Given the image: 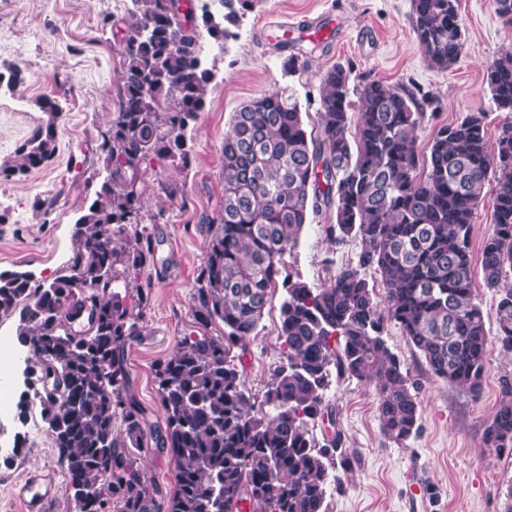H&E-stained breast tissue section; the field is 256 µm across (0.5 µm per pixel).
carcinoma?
I'll return each instance as SVG.
<instances>
[{
  "instance_id": "obj_1",
  "label": "carcinoma",
  "mask_w": 512,
  "mask_h": 512,
  "mask_svg": "<svg viewBox=\"0 0 512 512\" xmlns=\"http://www.w3.org/2000/svg\"><path fill=\"white\" fill-rule=\"evenodd\" d=\"M131 0L110 17L124 62L117 111L96 148L105 176L73 230L68 273L31 287L23 271L0 272V314L19 316L17 338L36 358L39 381L63 392L38 397L41 416L68 477L74 512H156L158 489L133 458L151 440L175 461L167 512H326L329 466L341 434L323 391L331 370L375 385L382 431L402 443L419 431L417 383L387 344L392 322L436 377L472 393L480 387L490 339L475 302L472 218L489 174L496 181L493 229L480 269L498 293L499 349L512 353V121L495 143L486 112L440 126L420 149L416 130L435 115V94L413 83L363 78L336 65L322 75L319 132L307 134L294 94H263L234 113L222 147L224 205L201 224L206 256L191 306L196 334L155 374L165 428L146 432L142 410L123 393L125 347L138 334L148 289L141 270L155 262L141 225L146 196L178 193L147 178L154 165L187 167V131L205 107L210 69L201 40L235 37L254 0ZM459 0H413L412 28L429 65L447 69L464 49L451 11ZM284 60L305 70V53ZM496 108L512 114V51L487 68ZM358 104H353L352 97ZM54 125L37 128L10 170L27 171L56 152ZM326 211V237L359 244L355 258L312 288L287 266L309 212ZM379 276L385 305L368 276ZM123 287L124 292L117 291ZM285 289L279 331L287 366L261 402L241 381L246 341L256 334L272 290ZM223 324V334L208 333ZM453 331H448V325ZM322 426L324 444L310 437ZM490 448L512 447V373L485 425Z\"/></svg>"
}]
</instances>
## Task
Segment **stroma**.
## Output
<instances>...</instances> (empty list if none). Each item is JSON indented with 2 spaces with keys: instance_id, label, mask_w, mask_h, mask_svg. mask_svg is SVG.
Listing matches in <instances>:
<instances>
[{
  "instance_id": "stroma-1",
  "label": "stroma",
  "mask_w": 512,
  "mask_h": 512,
  "mask_svg": "<svg viewBox=\"0 0 512 512\" xmlns=\"http://www.w3.org/2000/svg\"><path fill=\"white\" fill-rule=\"evenodd\" d=\"M129 0H0V167L11 164L31 131L47 123L57 130L52 160L28 172L0 174V271L25 270L36 278L64 273L72 256V229L92 200L103 163L90 154L117 105V79L123 55L105 16L123 15ZM464 53L448 69L430 66L412 29V0H258L241 17L235 39L225 46L205 43L214 68L205 107L188 132L187 167L163 166L149 178L177 183L179 197L148 196L141 222L155 239L157 260L141 272L150 290L140 336L128 341L125 390L144 410L149 428L164 424L156 362L170 359L181 339L193 331L191 294L205 258L203 217L217 215L224 203L221 178L224 135L233 112L255 97L292 89L306 129L317 126L320 77L336 65L351 70V83L368 77L386 84L413 81L436 94L441 107L417 132L426 146L434 129L470 112L488 113V135L505 122L491 98L486 66L512 49V26L503 22L493 0H459ZM289 28L305 52L306 66L291 76L285 56L275 50L274 28ZM23 78L11 84L10 76ZM57 106L42 109L43 98ZM52 207H43V200ZM327 214L308 217L289 262L310 286L323 284V258L344 264L358 251L348 241H327ZM285 297L276 289L268 313L250 337L244 386L263 398L281 365L279 309ZM17 319L0 316V367L8 368L10 394L0 401V446L23 445L12 466L0 465V512H23L14 497L16 480L27 470H55L59 492L45 512H73L68 480L39 409L19 422L17 405L31 386L23 376L27 351L16 337ZM385 338L420 384V429L402 444L386 440L375 388L365 382L330 376L324 391L336 415L345 461L336 465L337 483L326 495L327 512H506L512 502V455L483 443L488 417L499 402L501 375L512 372V355L490 346L481 390L473 394L432 375L418 351L395 325ZM138 466L157 487L166 505L175 487L174 462L145 448Z\"/></svg>"
}]
</instances>
